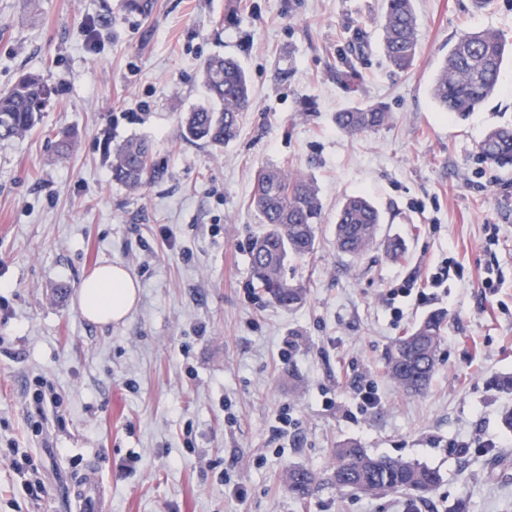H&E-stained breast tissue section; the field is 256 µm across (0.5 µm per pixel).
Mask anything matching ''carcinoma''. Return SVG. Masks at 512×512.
Wrapping results in <instances>:
<instances>
[{"instance_id": "1", "label": "carcinoma", "mask_w": 512, "mask_h": 512, "mask_svg": "<svg viewBox=\"0 0 512 512\" xmlns=\"http://www.w3.org/2000/svg\"><path fill=\"white\" fill-rule=\"evenodd\" d=\"M381 49L389 64L400 71L415 61L419 24L413 0H384ZM153 0H121L127 14L152 19ZM505 55L501 34L467 31L458 36L438 69L432 98L443 112L464 117L482 106L499 89ZM200 75L210 102L180 118V137L194 143L222 146L234 140L240 115L251 107L248 77L239 62L214 55L204 60ZM54 89L36 73H26L10 87L0 90V142L32 130L41 120ZM392 119L381 103H356L336 113V127L349 136L374 132ZM479 158L498 168L512 167V125L493 127L478 146ZM151 148L130 138L112 148V182L140 188L152 177ZM251 205L266 230L253 238L249 248L253 279L276 304L294 308L303 303V285L285 278L288 258H306L314 252L322 204L314 178L285 165H264L255 175ZM381 216L364 195L345 197L336 212L335 238L338 251L361 258L375 247L398 259L403 248L397 241L378 242ZM446 315H428L409 335L397 339L386 353L388 376L408 394L423 392L434 374ZM327 479L341 491L366 495L401 493L410 501H423L440 484L438 470L417 462L368 454L355 443L333 450ZM322 479L310 469H288V494L301 500L318 491Z\"/></svg>"}]
</instances>
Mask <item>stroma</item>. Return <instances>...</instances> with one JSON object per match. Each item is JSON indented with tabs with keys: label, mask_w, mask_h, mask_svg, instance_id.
Wrapping results in <instances>:
<instances>
[{
	"label": "stroma",
	"mask_w": 512,
	"mask_h": 512,
	"mask_svg": "<svg viewBox=\"0 0 512 512\" xmlns=\"http://www.w3.org/2000/svg\"><path fill=\"white\" fill-rule=\"evenodd\" d=\"M119 3L0 0V89L34 72L57 91L35 130L0 143V512H75L72 488L89 471L103 512H408L398 493L325 483L305 501L288 494V468L324 473L349 441L440 472L417 512L462 500L512 512V432L500 424L512 394L491 386L512 374V169L478 157L489 129L512 123V56L498 93L466 118L430 97L463 31L512 41V0H415L419 50L405 72L381 50L382 0H156L147 21ZM357 29L368 48L351 93L336 71ZM215 54L240 62L253 99L221 147L178 135L179 114L207 97L199 65ZM357 100L385 103L391 122L345 135L333 116ZM61 128L75 134L63 160ZM131 137L153 148L156 176L139 189L113 184L107 157ZM281 163L311 175L322 200L316 252L286 269L307 290L291 311L253 283L249 262L263 230L255 174ZM355 194L403 259L337 250L336 209ZM104 262L141 283L119 325L90 323L75 303ZM442 267L432 298H398L391 319L385 293ZM436 310L435 374L406 394L386 352ZM39 381L57 396L40 412ZM368 383L378 400L364 410ZM15 443L39 496L8 462Z\"/></svg>",
	"instance_id": "stroma-1"
}]
</instances>
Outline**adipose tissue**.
Here are the masks:
<instances>
[{
    "label": "adipose tissue",
    "instance_id": "1",
    "mask_svg": "<svg viewBox=\"0 0 512 512\" xmlns=\"http://www.w3.org/2000/svg\"><path fill=\"white\" fill-rule=\"evenodd\" d=\"M141 292L138 279L125 267L97 266L77 285L75 297L81 315L96 324L125 320L136 308Z\"/></svg>",
    "mask_w": 512,
    "mask_h": 512
}]
</instances>
